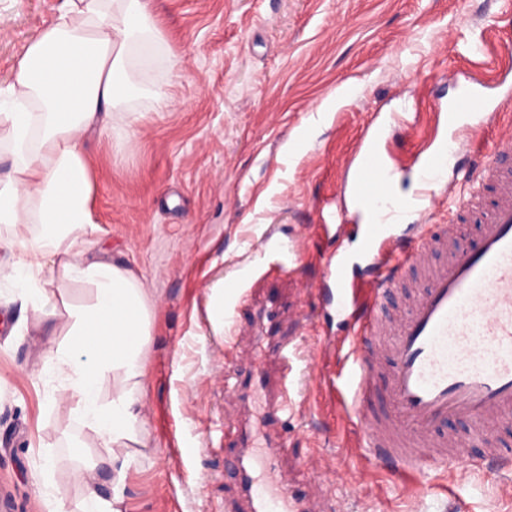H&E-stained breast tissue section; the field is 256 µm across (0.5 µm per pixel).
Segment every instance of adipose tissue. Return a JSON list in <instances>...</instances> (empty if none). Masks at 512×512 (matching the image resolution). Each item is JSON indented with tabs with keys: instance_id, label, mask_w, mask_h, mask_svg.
Wrapping results in <instances>:
<instances>
[{
	"instance_id": "1",
	"label": "adipose tissue",
	"mask_w": 512,
	"mask_h": 512,
	"mask_svg": "<svg viewBox=\"0 0 512 512\" xmlns=\"http://www.w3.org/2000/svg\"><path fill=\"white\" fill-rule=\"evenodd\" d=\"M153 0H59L54 21L26 45L7 87L0 88V128L13 156L0 175V225L32 224L31 239L0 236V250L20 247L9 269L34 316L52 299L44 267L94 289L92 305L73 313L69 341L53 355L62 399L113 446L112 469L127 464L119 449L142 422L135 389L103 404L99 381L123 370L141 377L149 334L146 295L129 269L91 253L96 217L86 140L112 128V106L132 83L154 85L164 40L152 23Z\"/></svg>"
}]
</instances>
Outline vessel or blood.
Masks as SVG:
<instances>
[{
    "instance_id": "b4317fda",
    "label": "vessel or blood",
    "mask_w": 512,
    "mask_h": 512,
    "mask_svg": "<svg viewBox=\"0 0 512 512\" xmlns=\"http://www.w3.org/2000/svg\"><path fill=\"white\" fill-rule=\"evenodd\" d=\"M473 94L458 97L452 111L436 112V130L420 148L412 176L421 206L405 213L376 215L379 183L351 178V197H339L337 225L323 233L357 241L355 251L331 253L316 294L336 313L341 334L324 345L341 354L347 372L322 368L321 379L342 398V408L363 428L360 445L369 460L390 463L403 481L419 483L431 471L465 459L464 444L436 437L446 421L473 422V435L485 460L499 458L497 424L512 415V129L493 152L478 140L480 125L461 144L465 154L482 156L467 166L460 187L448 188L438 151L449 133L462 129ZM390 154L384 128H374L350 160L355 168L381 170ZM454 199L453 222L432 227L431 208L445 195ZM357 223H347L348 214ZM478 215L479 232L468 249H459L457 228ZM446 251L432 265L436 251ZM431 268L415 297L399 316L388 303L409 277ZM270 354L282 384L266 412L265 447L242 435L234 461L253 512H320L304 492L291 488L281 468L288 455L283 424L292 407L286 383L293 372L287 344Z\"/></svg>"
}]
</instances>
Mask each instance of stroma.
Wrapping results in <instances>:
<instances>
[{
  "mask_svg": "<svg viewBox=\"0 0 512 512\" xmlns=\"http://www.w3.org/2000/svg\"><path fill=\"white\" fill-rule=\"evenodd\" d=\"M57 4L0 0V86ZM153 22L178 60L157 64L168 107L132 87L112 109L117 135L87 140L95 250L147 294L143 422L114 486L111 449L49 375L93 288L47 275L54 306L36 324L0 277V512H84L86 473L107 512H246L232 461L241 419L264 442L266 392L253 386L244 403L225 396L224 379L258 366L257 310L269 300L279 335L303 354L286 432L291 484L329 512H512V461L462 483L442 469L403 488L356 448L357 420L335 391H307L305 360L336 330L308 290L327 248L320 211L361 136L371 120L384 125L410 191L431 101L454 94L449 70L479 69L493 83L496 65H512V0H155Z\"/></svg>",
  "mask_w": 512,
  "mask_h": 512,
  "instance_id": "35a3bbf8",
  "label": "stroma"
}]
</instances>
